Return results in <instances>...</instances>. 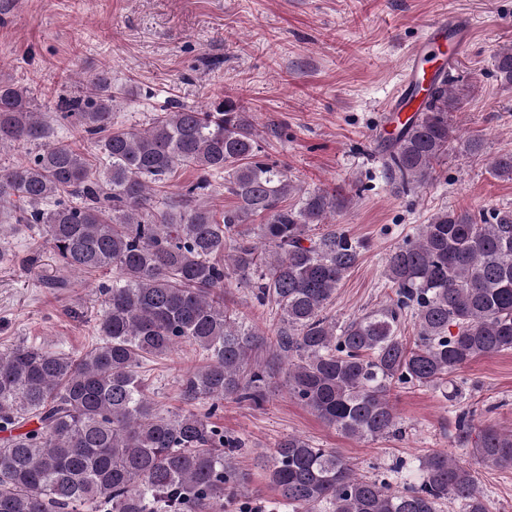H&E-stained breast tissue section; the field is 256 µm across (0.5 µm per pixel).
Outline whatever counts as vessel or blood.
Here are the masks:
<instances>
[{"label":"vessel or blood","mask_w":512,"mask_h":512,"mask_svg":"<svg viewBox=\"0 0 512 512\" xmlns=\"http://www.w3.org/2000/svg\"><path fill=\"white\" fill-rule=\"evenodd\" d=\"M469 35V23L459 15L446 14L427 24L420 43L410 49L408 64L385 106L390 125L411 117L419 109L429 85L451 75L458 63V48ZM449 41L454 44L453 50L443 51V44Z\"/></svg>","instance_id":"b4317fda"}]
</instances>
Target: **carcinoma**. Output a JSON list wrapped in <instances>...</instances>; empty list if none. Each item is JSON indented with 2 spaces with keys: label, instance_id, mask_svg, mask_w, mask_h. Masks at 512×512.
Segmentation results:
<instances>
[{
  "label": "carcinoma",
  "instance_id": "carcinoma-1",
  "mask_svg": "<svg viewBox=\"0 0 512 512\" xmlns=\"http://www.w3.org/2000/svg\"><path fill=\"white\" fill-rule=\"evenodd\" d=\"M494 70L512 86V46L498 50ZM470 93L453 80L432 84L421 109L381 141L395 191L431 180L452 149L449 114ZM127 95L101 69L57 104L53 121L98 147L95 168L79 147L46 142L50 121L28 89L0 80V150L41 146L25 162L0 164V203L45 239L63 270L113 274L100 285L95 347L0 352V512H263L241 499L243 475L230 462L244 442L213 418L224 399L262 407L273 363L297 358L285 369L288 394L341 433L373 441L401 432L395 385L447 384L451 399L460 369L512 349V208L435 213L386 257L395 298L339 325L325 310L364 244L320 226L351 197L305 191L261 158L253 119L233 98L169 105L137 129L114 122ZM181 166L199 179L175 204L156 200ZM491 170L512 179V152L495 156ZM221 172L235 205L218 219L196 197ZM234 281L275 307V339L228 307ZM408 314L411 341L399 330ZM183 343L204 362L180 380L192 409L166 416L141 369ZM474 416L456 413L454 442L485 467L512 469V432L478 430ZM420 469L419 482L401 485L359 476L335 450L288 435L270 479L285 512H438L446 501L491 512L475 472L448 455L430 454Z\"/></svg>",
  "mask_w": 512,
  "mask_h": 512
}]
</instances>
